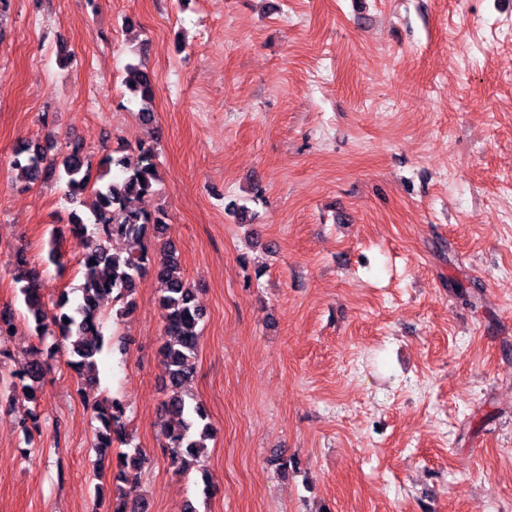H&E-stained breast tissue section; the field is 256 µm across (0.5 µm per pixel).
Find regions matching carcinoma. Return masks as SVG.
<instances>
[{
	"label": "carcinoma",
	"mask_w": 512,
	"mask_h": 512,
	"mask_svg": "<svg viewBox=\"0 0 512 512\" xmlns=\"http://www.w3.org/2000/svg\"><path fill=\"white\" fill-rule=\"evenodd\" d=\"M154 74L141 65L127 67L126 84L140 98L139 115L152 120ZM47 143L26 141L14 151L11 168L30 184L52 176L65 183L68 198L76 204L89 191L94 196L90 215L77 210L68 215V225L75 233L90 235L86 253L81 260L83 284L81 301L69 304L61 297L54 307L46 308L43 289L37 275L28 269L25 253L15 255L17 282L29 314L39 329L42 339L52 340L51 348L69 347L70 361L80 376L94 382L97 370L96 356L101 352L104 315L100 313L99 299L110 296L120 304L117 314L124 315L132 305L138 283L147 273H153L160 283L159 305L163 311L166 339L158 349L167 381L173 394L163 404L167 418L164 447L169 459L179 469L187 471L197 462L211 436L206 423L207 413L202 405L186 402L180 388L192 379L203 313L195 303L191 286L181 275L176 252L168 250L156 261L149 256L147 239L156 238L168 229V214L163 209L152 213L144 211L140 202L159 180L156 150L143 144L138 147L136 163L125 156L107 154L98 162V175L92 176V164L80 142L66 144L57 154H50ZM120 237L137 247L125 255L110 250V242ZM48 364L32 363L19 377L24 394L29 399L43 389ZM125 409L116 400H105L98 407L101 424L97 432V447L106 451L112 444H128L123 417ZM144 462L140 449L132 448L116 456L112 463L113 478L127 481L135 476Z\"/></svg>",
	"instance_id": "cac0c4a2"
}]
</instances>
